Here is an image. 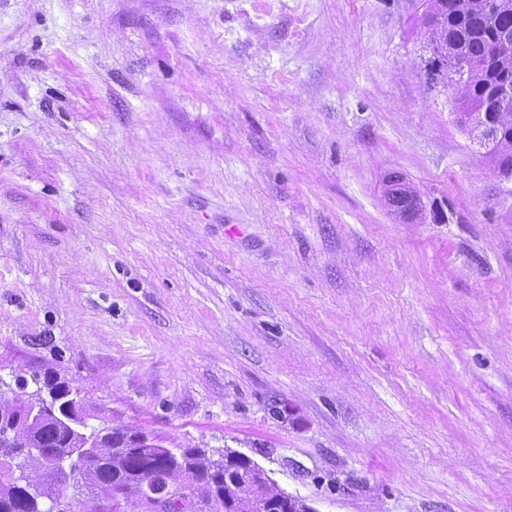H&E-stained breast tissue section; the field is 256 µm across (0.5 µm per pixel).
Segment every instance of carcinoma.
<instances>
[{
    "instance_id": "1",
    "label": "carcinoma",
    "mask_w": 512,
    "mask_h": 512,
    "mask_svg": "<svg viewBox=\"0 0 512 512\" xmlns=\"http://www.w3.org/2000/svg\"><path fill=\"white\" fill-rule=\"evenodd\" d=\"M422 25L446 34L445 53L429 65L448 64L466 72L456 96L467 112L480 110L494 91L507 92L499 121V147L487 153L512 158V8L493 0H431ZM32 405L0 398V428L12 430L15 448L0 450V512H41L44 498L58 497L76 482L85 488L71 512H153L144 485L168 474L197 499V512H279L284 503L267 485L248 484L244 465H224L198 448L130 447L139 432L121 425L88 427L54 415H31Z\"/></svg>"
}]
</instances>
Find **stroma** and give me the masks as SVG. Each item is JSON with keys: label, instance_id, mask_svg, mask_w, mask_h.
Segmentation results:
<instances>
[{"label": "stroma", "instance_id": "35a3bbf8", "mask_svg": "<svg viewBox=\"0 0 512 512\" xmlns=\"http://www.w3.org/2000/svg\"><path fill=\"white\" fill-rule=\"evenodd\" d=\"M422 12L0 0V377L314 512H512V184Z\"/></svg>", "mask_w": 512, "mask_h": 512}]
</instances>
